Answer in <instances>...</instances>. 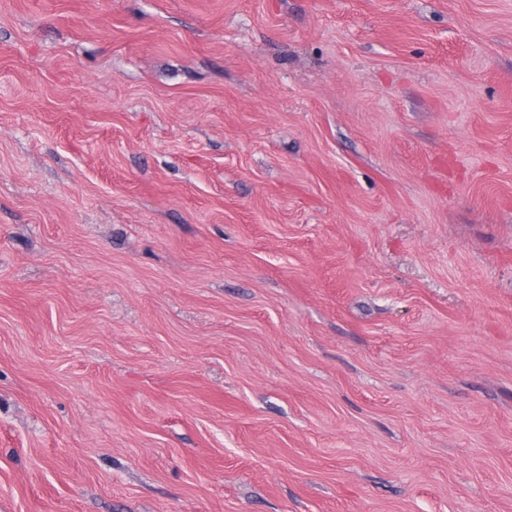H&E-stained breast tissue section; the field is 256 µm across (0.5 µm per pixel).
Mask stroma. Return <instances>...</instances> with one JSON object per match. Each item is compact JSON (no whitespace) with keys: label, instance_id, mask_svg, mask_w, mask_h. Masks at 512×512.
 I'll list each match as a JSON object with an SVG mask.
<instances>
[{"label":"stroma","instance_id":"obj_1","mask_svg":"<svg viewBox=\"0 0 512 512\" xmlns=\"http://www.w3.org/2000/svg\"><path fill=\"white\" fill-rule=\"evenodd\" d=\"M0 512H512V0H0Z\"/></svg>","mask_w":512,"mask_h":512}]
</instances>
